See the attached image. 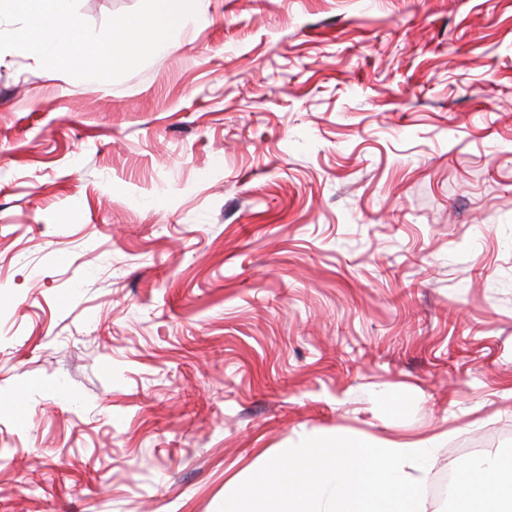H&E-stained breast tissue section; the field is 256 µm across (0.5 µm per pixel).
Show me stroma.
Masks as SVG:
<instances>
[{
  "mask_svg": "<svg viewBox=\"0 0 512 512\" xmlns=\"http://www.w3.org/2000/svg\"><path fill=\"white\" fill-rule=\"evenodd\" d=\"M201 7L115 82L0 54V512L512 455V0Z\"/></svg>",
  "mask_w": 512,
  "mask_h": 512,
  "instance_id": "35a3bbf8",
  "label": "stroma"
}]
</instances>
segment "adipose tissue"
Instances as JSON below:
<instances>
[{"label": "adipose tissue", "instance_id": "obj_1", "mask_svg": "<svg viewBox=\"0 0 512 512\" xmlns=\"http://www.w3.org/2000/svg\"><path fill=\"white\" fill-rule=\"evenodd\" d=\"M453 501L456 512H512V488L486 482L487 473L512 476V463L498 457L472 459L460 467Z\"/></svg>", "mask_w": 512, "mask_h": 512}]
</instances>
